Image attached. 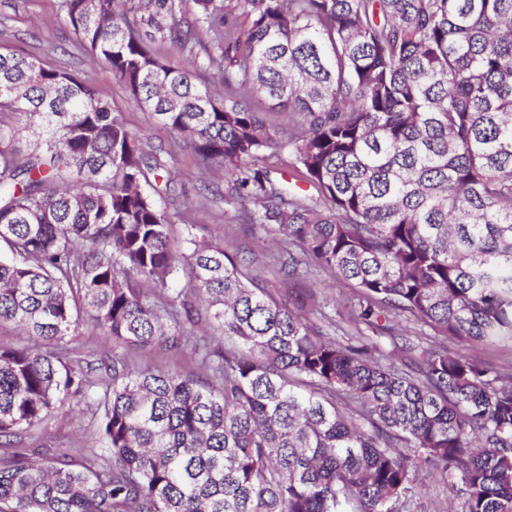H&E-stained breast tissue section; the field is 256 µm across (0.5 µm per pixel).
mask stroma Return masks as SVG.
I'll return each instance as SVG.
<instances>
[{
    "label": "stroma",
    "mask_w": 512,
    "mask_h": 512,
    "mask_svg": "<svg viewBox=\"0 0 512 512\" xmlns=\"http://www.w3.org/2000/svg\"><path fill=\"white\" fill-rule=\"evenodd\" d=\"M73 40L63 0H0V46L89 81L101 97L111 102L131 131L142 133L144 149L171 155L178 191L176 208L191 223L205 225L208 235L224 238L230 253L238 259L270 265L276 252L271 235L243 221L251 210L250 204L224 203L223 179L202 173L192 150L168 128L154 122L111 70L92 62L83 50L75 47ZM299 285L317 291L320 311L336 322L337 339L347 340L353 332L350 296L354 286L335 282L322 271L300 280ZM14 445L34 449L39 459L65 452L79 461L86 449H101L105 443L92 411L78 413L63 407L36 429L16 437Z\"/></svg>",
    "instance_id": "stroma-1"
}]
</instances>
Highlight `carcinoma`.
Here are the masks:
<instances>
[{"instance_id": "obj_1", "label": "carcinoma", "mask_w": 512, "mask_h": 512, "mask_svg": "<svg viewBox=\"0 0 512 512\" xmlns=\"http://www.w3.org/2000/svg\"><path fill=\"white\" fill-rule=\"evenodd\" d=\"M64 8L78 46L257 206L282 289L198 224L175 243L167 161L86 80L1 48L0 326L28 341L0 348V512H411L429 478L462 512H512V366L448 349L512 345V0ZM155 44L204 55L224 92ZM260 98L302 130L269 131ZM285 148L316 198L253 168ZM321 269L358 288L345 343L292 288ZM84 312L115 347L190 349L205 380L75 354ZM65 405L101 411L106 454L13 447Z\"/></svg>"}]
</instances>
